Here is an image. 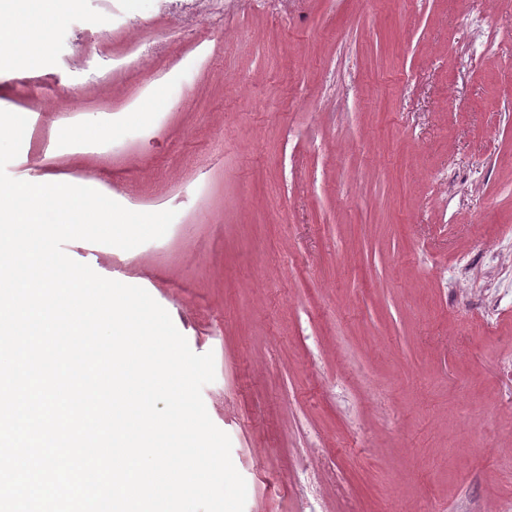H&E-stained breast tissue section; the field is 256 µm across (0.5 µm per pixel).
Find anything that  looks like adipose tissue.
I'll use <instances>...</instances> for the list:
<instances>
[{"label":"adipose tissue","mask_w":512,"mask_h":512,"mask_svg":"<svg viewBox=\"0 0 512 512\" xmlns=\"http://www.w3.org/2000/svg\"><path fill=\"white\" fill-rule=\"evenodd\" d=\"M74 5L75 0H0V11L11 16L7 41L0 44V70L50 52L57 18Z\"/></svg>","instance_id":"1"}]
</instances>
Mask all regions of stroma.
I'll return each mask as SVG.
<instances>
[{"instance_id": "obj_1", "label": "stroma", "mask_w": 512, "mask_h": 512, "mask_svg": "<svg viewBox=\"0 0 512 512\" xmlns=\"http://www.w3.org/2000/svg\"><path fill=\"white\" fill-rule=\"evenodd\" d=\"M0 107L12 178L176 210L64 250L213 353L245 512H512V0H79ZM112 125L88 124L77 130H64L60 136L63 140L79 144L97 143L112 137Z\"/></svg>"}]
</instances>
